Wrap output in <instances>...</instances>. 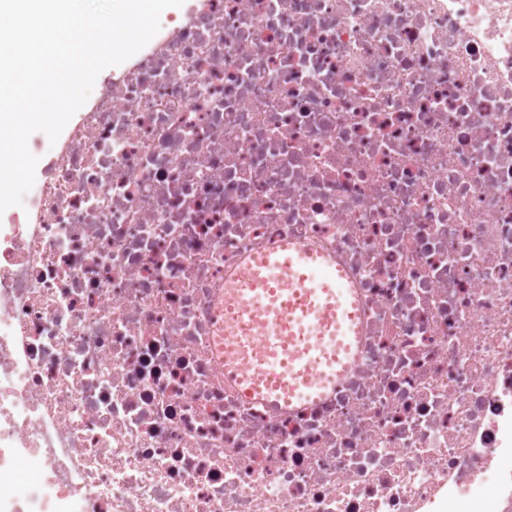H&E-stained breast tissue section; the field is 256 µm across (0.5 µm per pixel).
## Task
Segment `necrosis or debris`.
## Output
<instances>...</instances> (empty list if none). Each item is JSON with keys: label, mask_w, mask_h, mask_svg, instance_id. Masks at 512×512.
I'll use <instances>...</instances> for the list:
<instances>
[{"label": "necrosis or debris", "mask_w": 512, "mask_h": 512, "mask_svg": "<svg viewBox=\"0 0 512 512\" xmlns=\"http://www.w3.org/2000/svg\"><path fill=\"white\" fill-rule=\"evenodd\" d=\"M284 243L361 308L287 409L225 379ZM0 512H512V0H196L0 224ZM40 463L36 458H30L21 469L12 474H1L2 481H9L16 485L18 492L25 495L28 491V484L39 474Z\"/></svg>", "instance_id": "necrosis-or-debris-1"}]
</instances>
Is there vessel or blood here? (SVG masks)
Returning a JSON list of instances; mask_svg holds the SVG:
<instances>
[{
  "instance_id": "vessel-or-blood-1",
  "label": "vessel or blood",
  "mask_w": 512,
  "mask_h": 512,
  "mask_svg": "<svg viewBox=\"0 0 512 512\" xmlns=\"http://www.w3.org/2000/svg\"><path fill=\"white\" fill-rule=\"evenodd\" d=\"M224 375L251 401L313 404L356 361L359 304L335 260L300 244L251 256L224 282Z\"/></svg>"
}]
</instances>
